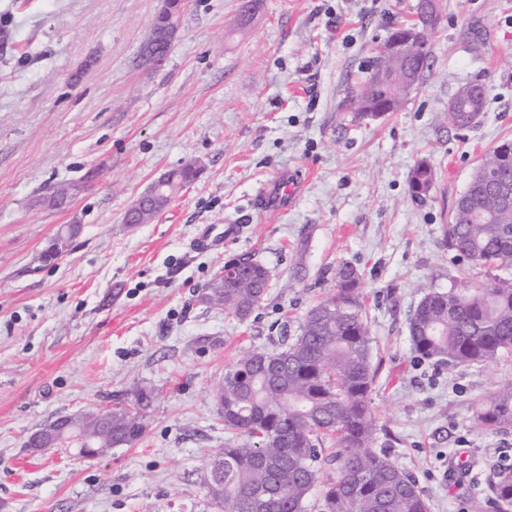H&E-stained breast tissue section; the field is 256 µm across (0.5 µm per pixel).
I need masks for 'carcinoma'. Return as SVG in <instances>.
I'll return each instance as SVG.
<instances>
[{
	"mask_svg": "<svg viewBox=\"0 0 512 512\" xmlns=\"http://www.w3.org/2000/svg\"><path fill=\"white\" fill-rule=\"evenodd\" d=\"M430 50L409 56L416 77L428 67ZM481 85H465L454 98L469 102L466 112H449L460 130L470 127L485 107ZM392 65L376 56L365 81L350 92V109L360 120L374 119L361 97L395 112L400 103ZM505 140L488 151L457 198L451 221L443 228L448 250L464 264L512 269V208H503L488 175L495 172L512 188V164H499ZM192 164L168 172L166 197L143 211L148 221L175 195L178 186L197 179ZM433 186V171L422 160L413 169L408 188L422 200ZM235 276L211 282L200 300L247 319L267 295L269 268L253 255L236 258ZM336 289L313 305L297 335L281 337L278 346L242 353L224 371L219 388L224 405L217 407L230 438L209 456L224 458V472L208 477L207 492L220 512H306L317 490L325 462L324 441L333 440L331 462L336 479L320 493V512H428L415 477L375 447L376 420L372 407L378 367L373 362V337L362 316L361 275L344 263L336 268ZM412 350L453 371L481 364L512 349V278L487 287L458 291L432 290L423 295L408 320ZM153 390H138L136 406L112 409V426L101 438L85 441L74 433L62 446H106L109 435L128 443L146 432L144 410ZM474 420L482 428L512 424V384L483 396ZM488 496L497 512L512 508V466L504 465L488 481Z\"/></svg>",
	"mask_w": 512,
	"mask_h": 512,
	"instance_id": "1",
	"label": "carcinoma"
}]
</instances>
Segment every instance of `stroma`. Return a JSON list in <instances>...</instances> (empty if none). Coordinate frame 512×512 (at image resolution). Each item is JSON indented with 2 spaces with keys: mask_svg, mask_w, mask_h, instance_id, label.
<instances>
[{
  "mask_svg": "<svg viewBox=\"0 0 512 512\" xmlns=\"http://www.w3.org/2000/svg\"><path fill=\"white\" fill-rule=\"evenodd\" d=\"M417 0H187L161 67L142 47L161 0H0V512H218L204 462L223 447L214 392L254 347L296 335L344 262L365 288L381 364L377 447L412 473L429 512H495L487 480L512 464V425L485 430L477 401L512 383V351L447 371L418 361L408 317L429 290L488 284L443 242L480 157L512 139V0H442L431 59L401 108L360 121L347 97ZM483 53H475V42ZM482 84L476 125L447 121L457 89ZM427 161L434 188L408 193ZM198 178L146 224L123 217L160 174ZM298 197L260 210L271 180ZM67 186L61 206L49 188ZM82 225L53 264L60 226ZM235 235H225L226 226ZM213 247L197 249L204 233ZM306 275L295 279L297 252ZM246 253L271 271L239 319L199 293ZM149 426L95 460L26 442L58 417L133 404Z\"/></svg>",
  "mask_w": 512,
  "mask_h": 512,
  "instance_id": "stroma-1",
  "label": "stroma"
}]
</instances>
